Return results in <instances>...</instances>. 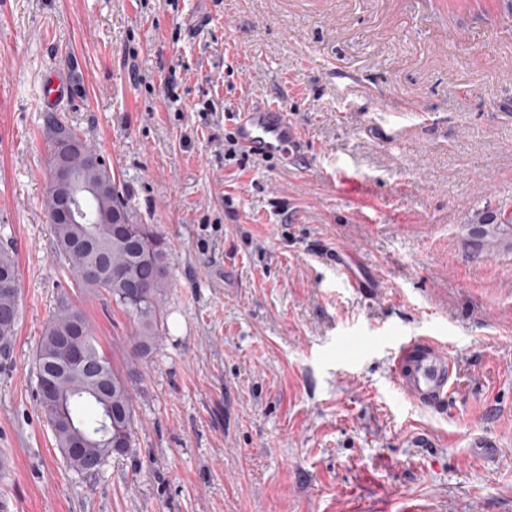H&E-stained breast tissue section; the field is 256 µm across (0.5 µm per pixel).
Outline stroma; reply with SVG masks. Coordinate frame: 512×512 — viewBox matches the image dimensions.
<instances>
[{"label":"stroma","mask_w":512,"mask_h":512,"mask_svg":"<svg viewBox=\"0 0 512 512\" xmlns=\"http://www.w3.org/2000/svg\"><path fill=\"white\" fill-rule=\"evenodd\" d=\"M103 157L169 245L135 446L71 470L34 400L61 304L127 359L133 321L76 287L47 220L46 109ZM276 101L305 147L225 153ZM512 206V0H0V249L19 320L0 355L9 512H512V250L478 215ZM382 281L347 287L328 253ZM448 336L454 386L419 407L396 337ZM66 81L60 74L50 75L42 87L40 96L43 107H49L65 98ZM472 234L480 246L491 240L496 244L512 248V227L501 222L498 214H482L473 227Z\"/></svg>","instance_id":"35a3bbf8"}]
</instances>
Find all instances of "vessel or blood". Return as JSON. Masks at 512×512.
<instances>
[{
  "label": "vessel or blood",
  "mask_w": 512,
  "mask_h": 512,
  "mask_svg": "<svg viewBox=\"0 0 512 512\" xmlns=\"http://www.w3.org/2000/svg\"><path fill=\"white\" fill-rule=\"evenodd\" d=\"M66 81L50 75L42 87L40 100L51 106L63 100ZM233 135L240 150L249 155L285 159L297 156L303 146L301 133L284 108L275 104H252L238 114ZM360 257L350 251L336 254V268L344 283L362 287ZM394 377L399 389L415 404L435 407L447 402L453 385V365L447 348L433 336H417L402 341L395 354Z\"/></svg>",
  "instance_id": "b4317fda"
}]
</instances>
